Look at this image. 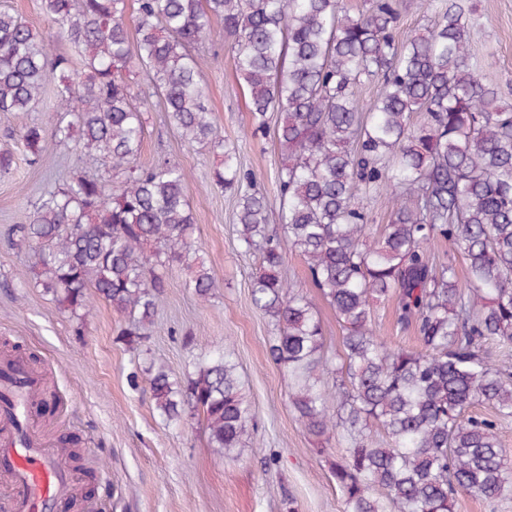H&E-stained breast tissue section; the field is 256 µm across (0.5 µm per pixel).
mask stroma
Masks as SVG:
<instances>
[{
  "label": "stroma",
  "mask_w": 512,
  "mask_h": 512,
  "mask_svg": "<svg viewBox=\"0 0 512 512\" xmlns=\"http://www.w3.org/2000/svg\"><path fill=\"white\" fill-rule=\"evenodd\" d=\"M467 2L474 7L473 60L512 103V0ZM0 8L22 16L57 51H70L57 25L43 17L40 0H0ZM210 29L198 49L201 83L224 131L223 149L185 146L154 109L144 115L148 133L139 160L148 164L165 155L188 172L191 242L217 287L199 300L184 286L186 271H175L147 354L134 356L116 342L122 318L105 302L94 301L82 323L61 311L26 273L34 250L10 233L44 190L62 184L76 167L103 172L101 160L51 140L41 162L29 164L18 132L47 122L48 110L60 107L58 98L49 99L44 112L0 113V150L15 158L12 174L0 177V359L22 352L33 368L49 369L51 393L31 428L59 440L66 452H78L96 471L92 480L78 472L85 495L62 512H87L91 505L96 512H342L327 464L288 405V377L268 357L271 326L251 300L255 260L240 250L233 230L237 198L212 179L232 152L254 187L276 200L279 115L270 114L266 130H254L249 94L224 44L223 20L212 18ZM211 350L233 355L256 416L244 445L224 456L208 447L197 420L166 424L149 389V365L164 366L180 380L193 372L196 357Z\"/></svg>",
  "instance_id": "stroma-1"
}]
</instances>
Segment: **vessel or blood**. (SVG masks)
<instances>
[{
  "mask_svg": "<svg viewBox=\"0 0 512 512\" xmlns=\"http://www.w3.org/2000/svg\"><path fill=\"white\" fill-rule=\"evenodd\" d=\"M45 380L22 362L0 363V477L11 489L12 512H51L77 493L63 452L18 427L33 416Z\"/></svg>",
  "mask_w": 512,
  "mask_h": 512,
  "instance_id": "b4317fda",
  "label": "vessel or blood"
}]
</instances>
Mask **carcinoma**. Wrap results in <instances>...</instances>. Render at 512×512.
Segmentation results:
<instances>
[{"label": "carcinoma", "mask_w": 512, "mask_h": 512, "mask_svg": "<svg viewBox=\"0 0 512 512\" xmlns=\"http://www.w3.org/2000/svg\"><path fill=\"white\" fill-rule=\"evenodd\" d=\"M367 2L352 14L341 0H135L130 14L127 0H40L77 62L0 9V112H34L48 91L64 103L51 129H21L31 163L47 135L64 146L76 136L121 176L73 174L12 234L34 247L31 274L59 309L81 320L92 297L105 301L125 317L117 340L138 355L174 266L212 296L216 279L190 245L185 169L138 157L150 106L189 146L224 148L196 53L211 18L223 19L255 130L279 114L281 224H268L262 192H241L250 177L232 155L213 179L238 194L235 233L258 260L252 302L272 325L268 354L288 375L289 407L319 454L333 436L343 442L329 460L343 512H455L463 493L493 504L512 492L498 438L512 418V363L488 351L512 348V104L471 64L457 0L405 36L395 0ZM375 79L379 95L365 103L359 88ZM374 194L388 211L376 229ZM289 247L342 329L334 356L314 300L283 276ZM385 302L417 346L377 336ZM150 391L168 424L198 419L220 455L242 447L254 414L227 352L201 356L181 381L156 369Z\"/></svg>", "instance_id": "carcinoma-1"}]
</instances>
